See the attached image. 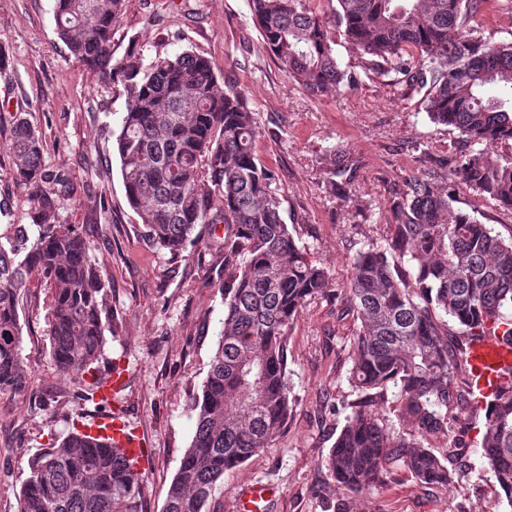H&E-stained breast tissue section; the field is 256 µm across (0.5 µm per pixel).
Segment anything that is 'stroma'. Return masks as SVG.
<instances>
[{"label":"stroma","mask_w":512,"mask_h":512,"mask_svg":"<svg viewBox=\"0 0 512 512\" xmlns=\"http://www.w3.org/2000/svg\"><path fill=\"white\" fill-rule=\"evenodd\" d=\"M54 0H0V46L10 68L0 72V237L31 225L30 191L9 177L15 115L41 133L43 163L74 182L75 200H58L57 219L93 237L94 257L107 281L105 309L120 324L108 339L100 370L125 366L127 384L116 400L149 440L143 512H163L168 490L189 447L196 414L191 402L206 379L218 343L224 303V227L196 228L195 255L157 249L129 207L115 149L126 112L122 87L86 70L55 32ZM185 50L212 60L220 81L244 89L261 136L257 153L278 175L282 217L298 245L324 264L336 287L351 274L352 257L381 241L390 206L405 174L420 169L413 143L452 155L456 131L430 121L420 93L391 96L389 75L366 69L345 41L335 51L342 69L360 82L340 94L312 97L291 83L265 48L247 0H126L112 32V59L133 53L150 59ZM358 164L354 200L329 195L325 178L336 152ZM457 206L475 212L503 238L512 237V212L479 202L469 191ZM51 294L32 278L19 297L20 356L29 374L27 395H0V512H16L20 464L51 439L66 435L89 404L77 397L78 379L61 372L49 353L46 317ZM334 292L307 302L288 341V371L296 399L275 444L226 476L210 512H236L237 485L270 482L281 490L268 512H512L478 443L484 410L473 402L451 406L449 439L432 440L453 464L447 489L418 484L392 464L381 484L356 497L336 488L321 465L353 402L347 376L350 343L358 328Z\"/></svg>","instance_id":"stroma-1"}]
</instances>
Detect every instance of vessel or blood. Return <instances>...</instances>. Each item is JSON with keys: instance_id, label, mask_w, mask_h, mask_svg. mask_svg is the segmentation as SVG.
I'll return each instance as SVG.
<instances>
[{"instance_id": "obj_1", "label": "vessel or blood", "mask_w": 512, "mask_h": 512, "mask_svg": "<svg viewBox=\"0 0 512 512\" xmlns=\"http://www.w3.org/2000/svg\"><path fill=\"white\" fill-rule=\"evenodd\" d=\"M466 363L470 384L477 392L476 404L484 406L487 397L512 373V343L489 332L473 337L466 350ZM80 431L91 443L120 449L135 469L145 468L148 462L146 439L130 426L124 412L115 410L88 417ZM277 494L273 485L251 484L237 495L238 512H268Z\"/></svg>"}]
</instances>
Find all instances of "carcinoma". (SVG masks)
Returning a JSON list of instances; mask_svg holds the SVG:
<instances>
[{"instance_id":"carcinoma-1","label":"carcinoma","mask_w":512,"mask_h":512,"mask_svg":"<svg viewBox=\"0 0 512 512\" xmlns=\"http://www.w3.org/2000/svg\"><path fill=\"white\" fill-rule=\"evenodd\" d=\"M248 0L251 17L282 71L312 96L355 87L356 74L336 59L339 35L368 66L394 75L393 92H424L430 120L458 131L462 151L431 156L426 172L403 177L382 243L352 258L345 310L360 322L351 343L348 382L359 394L322 461L329 476L359 496L400 463L416 482L448 488V455L430 439H448V407L463 394L452 325L472 337L492 323L512 341V239L455 207L459 190L512 211V154L474 146L512 141V40L483 36L489 0ZM125 0H55L56 34L106 83L120 85L126 115L116 136L130 207L158 248L182 254L196 246L198 224L224 225L223 328L201 397L194 433L163 512H208L224 476L270 447L295 399L288 339L309 299L330 287L326 268L299 247L281 215L275 169L256 154L260 136L242 90L220 86L208 58L184 51L144 62H112V29ZM10 175L33 189L37 234L0 241V395L20 394L29 375L20 357L18 298L33 275L52 294L50 355L81 380L78 397L95 401L97 363L115 318L103 311L106 281L94 241L78 224H60L56 196H74L63 175L47 172L42 138L15 116ZM357 169L335 154L325 190L351 200ZM397 389L398 426L378 408ZM482 456L512 507V380L486 404ZM18 512H142L143 473L116 448L94 446L78 426L26 461Z\"/></svg>"}]
</instances>
